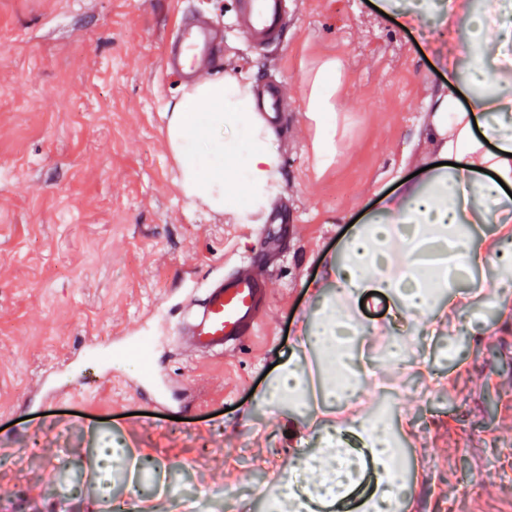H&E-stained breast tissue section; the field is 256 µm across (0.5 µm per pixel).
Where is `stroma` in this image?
<instances>
[{
    "instance_id": "35a3bbf8",
    "label": "stroma",
    "mask_w": 512,
    "mask_h": 512,
    "mask_svg": "<svg viewBox=\"0 0 512 512\" xmlns=\"http://www.w3.org/2000/svg\"><path fill=\"white\" fill-rule=\"evenodd\" d=\"M383 0H288L266 49L226 32L207 78L273 85L292 106L275 124L283 192L263 236L178 189L167 116L187 92L165 56L183 19L225 22L237 0H0V512L32 489L66 504L51 478L88 471L95 448H127L122 482L155 455L142 512L192 497L199 512H269L297 458L284 421L304 407L258 404L274 366L304 362L296 343L313 295L354 226L438 163L422 132L443 80L422 30ZM341 64L337 151L321 165L304 99L319 66ZM257 261L266 318L214 357L176 330L216 272ZM457 325L408 336L393 369L365 339L411 491L401 512H512V309L459 301ZM471 321V329L461 321ZM153 334L149 369L131 363Z\"/></svg>"
}]
</instances>
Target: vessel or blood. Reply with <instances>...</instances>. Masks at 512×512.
Wrapping results in <instances>:
<instances>
[{
    "label": "vessel or blood",
    "mask_w": 512,
    "mask_h": 512,
    "mask_svg": "<svg viewBox=\"0 0 512 512\" xmlns=\"http://www.w3.org/2000/svg\"><path fill=\"white\" fill-rule=\"evenodd\" d=\"M236 18L247 44L261 48L277 42L286 25L283 0H239ZM212 41L211 32L188 25L180 32V45L170 67L193 65ZM267 310L263 279L252 269L211 279L204 288L203 307L195 321L180 328L181 341L195 351L220 353L255 335Z\"/></svg>",
    "instance_id": "obj_1"
}]
</instances>
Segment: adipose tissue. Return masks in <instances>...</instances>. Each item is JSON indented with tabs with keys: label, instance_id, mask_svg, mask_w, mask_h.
Here are the masks:
<instances>
[{
	"label": "adipose tissue",
	"instance_id": "adipose-tissue-1",
	"mask_svg": "<svg viewBox=\"0 0 512 512\" xmlns=\"http://www.w3.org/2000/svg\"><path fill=\"white\" fill-rule=\"evenodd\" d=\"M448 22L433 29L430 48L449 47L445 84L431 101L430 128L447 156V177L424 171L421 181L404 185L397 204L388 206L345 242L340 260L326 269L324 282L313 289L314 317L298 336L327 380L321 396L326 407L321 447L305 457L312 475L308 483L280 488L274 512H318L349 487L356 466L340 435L356 432L377 466L376 488L360 505L361 512H395L393 494L400 471L393 459V434L366 419L349 396L336 388V332L351 329L383 344L395 368L407 358L406 345L396 343L392 323L365 324L359 303L375 292L392 299L395 310L422 322L454 314L453 298L423 286V275L410 261L414 241L437 249L448 247L461 262L452 277L462 282L471 269L491 265L496 303L512 301V66L495 63L489 46L512 44V0H449ZM337 62L317 71L306 100L308 116L320 132L322 161L335 150ZM251 83L233 74L192 86L167 118V140L179 167V188L235 223L263 220L282 191L281 155L273 129L257 119ZM310 375L291 363L262 391L263 404L278 407L292 397L306 399ZM119 448L96 449L93 475L96 493L70 492L88 512L112 498V466Z\"/></svg>",
	"mask_w": 512,
	"mask_h": 512
}]
</instances>
